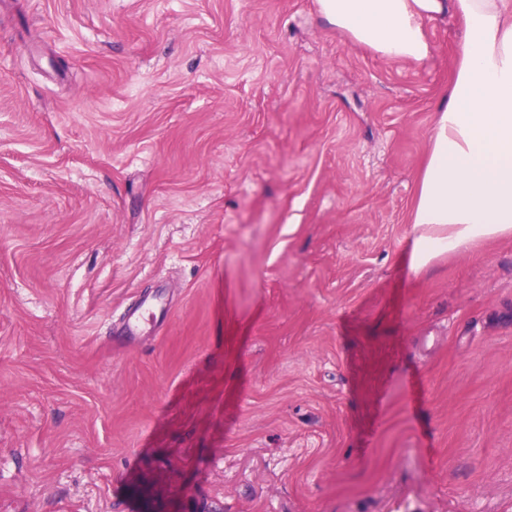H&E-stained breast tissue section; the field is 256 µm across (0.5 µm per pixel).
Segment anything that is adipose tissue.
<instances>
[{
    "label": "adipose tissue",
    "instance_id": "adipose-tissue-1",
    "mask_svg": "<svg viewBox=\"0 0 512 512\" xmlns=\"http://www.w3.org/2000/svg\"><path fill=\"white\" fill-rule=\"evenodd\" d=\"M323 22L388 59L430 54L424 22L455 20L462 38L419 177L414 268L512 237V0H317Z\"/></svg>",
    "mask_w": 512,
    "mask_h": 512
}]
</instances>
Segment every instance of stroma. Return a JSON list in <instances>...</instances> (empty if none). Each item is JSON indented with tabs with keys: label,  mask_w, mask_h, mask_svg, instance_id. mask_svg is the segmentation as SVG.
Returning a JSON list of instances; mask_svg holds the SVG:
<instances>
[{
	"label": "stroma",
	"mask_w": 512,
	"mask_h": 512,
	"mask_svg": "<svg viewBox=\"0 0 512 512\" xmlns=\"http://www.w3.org/2000/svg\"><path fill=\"white\" fill-rule=\"evenodd\" d=\"M424 30L0 0V512H512V237L410 262Z\"/></svg>",
	"instance_id": "obj_1"
}]
</instances>
